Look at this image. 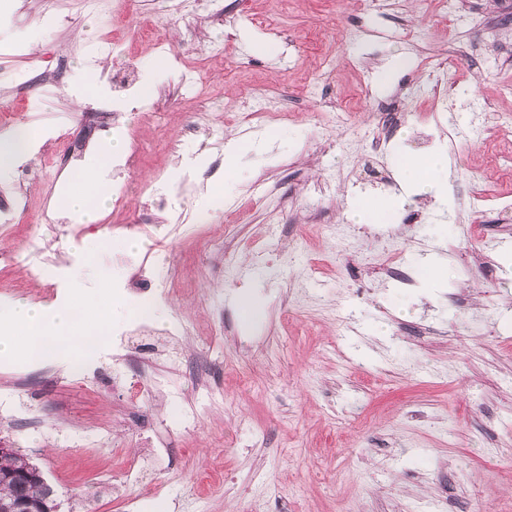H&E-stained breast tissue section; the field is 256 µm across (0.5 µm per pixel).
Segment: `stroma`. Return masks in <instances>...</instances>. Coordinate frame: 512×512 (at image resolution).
<instances>
[{
	"label": "stroma",
	"instance_id": "obj_1",
	"mask_svg": "<svg viewBox=\"0 0 512 512\" xmlns=\"http://www.w3.org/2000/svg\"><path fill=\"white\" fill-rule=\"evenodd\" d=\"M143 0L135 14L88 15L76 0H13L0 32V104L14 124L42 126L48 139L65 129L91 150L103 141L70 92L40 96L14 81L20 72L67 57L70 74L91 70L109 96L130 87L111 82L114 65L151 64L137 83L153 85L148 104L122 124L150 149L139 168L118 175L126 210L147 192L166 208L136 246L106 207L100 224H82L45 257L51 282L31 280V240L47 225L70 223L57 196L60 175L45 144L0 172V196L25 186L28 209L0 223V250L16 262L0 270V305L30 300L72 304L103 291L110 327H124L139 282L127 267L155 248L170 249L179 281L156 297L150 365L165 384L151 413L112 379V354L97 355L86 392L69 358L49 360L41 377L23 381L22 353L0 356V439L20 448L54 490L58 512H463L474 504L512 512V221L497 200L512 196L503 157L512 134L495 132L494 115L512 113V0H466L444 22L431 0H292L279 35L252 23L268 0H216L230 19L200 25L195 42L165 10ZM170 19L162 46L137 38L146 21ZM497 26L487 46L483 28ZM359 29L350 40V29ZM407 67L386 86L377 73L395 55ZM473 61L448 86V108L431 109L422 59ZM210 80L214 121L188 131L199 106L181 87L182 69ZM267 89L284 113L276 130L255 133L236 108L248 87ZM353 102L350 120L333 109ZM398 109L390 156L368 149L378 105ZM235 140L241 164L224 176L217 138ZM203 150L193 165L196 188L178 192L182 167L165 143ZM448 155V189L402 196L400 152ZM222 185L227 207L206 224H182L200 196ZM489 195L474 208L475 195ZM392 207L395 220L352 217L354 203ZM402 262H433L439 280L411 284L371 272L388 246ZM113 282L100 289L102 272ZM190 332L174 336L177 322ZM211 362L214 399L203 398L184 363ZM140 460L141 482L112 478L118 449Z\"/></svg>",
	"mask_w": 512,
	"mask_h": 512
}]
</instances>
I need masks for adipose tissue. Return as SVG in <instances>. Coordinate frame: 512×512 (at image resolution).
<instances>
[{
  "label": "adipose tissue",
  "mask_w": 512,
  "mask_h": 512,
  "mask_svg": "<svg viewBox=\"0 0 512 512\" xmlns=\"http://www.w3.org/2000/svg\"><path fill=\"white\" fill-rule=\"evenodd\" d=\"M121 145L105 141L83 161L78 174L60 188L63 203L78 224H92L112 196L109 173L112 160ZM402 193L417 184L444 189L448 183V160L441 156H408L398 170ZM108 316L98 295L84 296L79 307L61 306L44 309L29 301H19L0 310V355L25 353L29 360L46 357L49 339L65 337L73 355H81L89 336L105 323Z\"/></svg>",
  "instance_id": "ef3b65f1"
}]
</instances>
